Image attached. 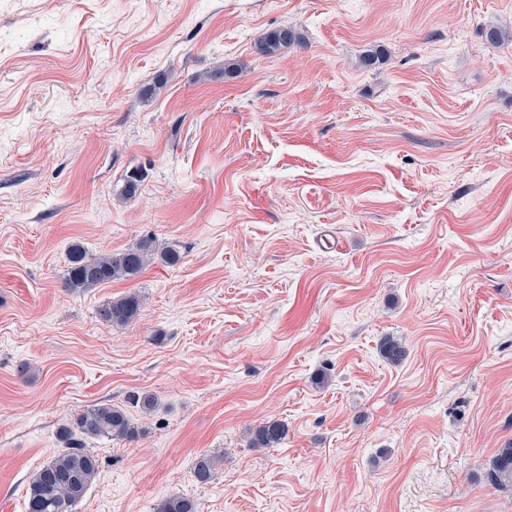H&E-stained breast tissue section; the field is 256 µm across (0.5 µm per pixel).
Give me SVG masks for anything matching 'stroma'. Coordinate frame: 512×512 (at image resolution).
Listing matches in <instances>:
<instances>
[{"mask_svg":"<svg viewBox=\"0 0 512 512\" xmlns=\"http://www.w3.org/2000/svg\"><path fill=\"white\" fill-rule=\"evenodd\" d=\"M489 25L512 0H0V512L104 403L142 433L86 440L75 512H512L486 481L512 442V42ZM280 27L300 44L258 54ZM148 235L179 263L65 288L73 242ZM130 293L135 322L99 319ZM270 420L284 442L250 447Z\"/></svg>","mask_w":512,"mask_h":512,"instance_id":"stroma-1","label":"stroma"}]
</instances>
